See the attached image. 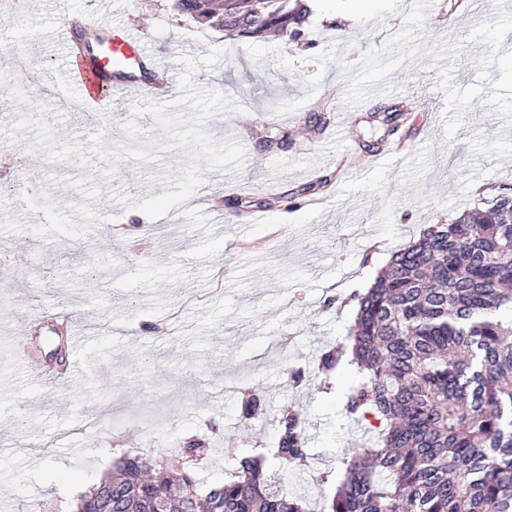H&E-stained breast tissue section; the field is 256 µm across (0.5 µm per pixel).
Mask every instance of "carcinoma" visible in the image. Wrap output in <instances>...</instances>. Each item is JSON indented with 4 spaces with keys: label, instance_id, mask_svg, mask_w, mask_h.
<instances>
[{
    "label": "carcinoma",
    "instance_id": "1",
    "mask_svg": "<svg viewBox=\"0 0 512 512\" xmlns=\"http://www.w3.org/2000/svg\"><path fill=\"white\" fill-rule=\"evenodd\" d=\"M196 23L240 38L273 31L297 37L311 0H173ZM448 224H432L394 252L366 291L355 293L345 349L318 370L357 375L348 417L374 420V435L340 469L319 473L333 487L319 512H512V193L483 201ZM242 415L261 400L244 389ZM258 454L226 448L235 461L207 485L196 466L206 439L182 444V473L163 460L124 453L76 496L71 512H308L282 488L283 470L311 466L299 416L272 422Z\"/></svg>",
    "mask_w": 512,
    "mask_h": 512
}]
</instances>
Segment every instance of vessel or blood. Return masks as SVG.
Wrapping results in <instances>:
<instances>
[{
  "instance_id": "b4317fda",
  "label": "vessel or blood",
  "mask_w": 512,
  "mask_h": 512,
  "mask_svg": "<svg viewBox=\"0 0 512 512\" xmlns=\"http://www.w3.org/2000/svg\"><path fill=\"white\" fill-rule=\"evenodd\" d=\"M60 14L61 22L49 32L64 59L60 77L78 87L76 107L86 112L94 125L111 130L108 107L113 93L132 102L161 99L171 93V82L154 77L152 54L125 20L85 14L82 25L89 41L83 44L73 36L68 7H61Z\"/></svg>"
}]
</instances>
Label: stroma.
Listing matches in <instances>:
<instances>
[{
  "label": "stroma",
  "mask_w": 512,
  "mask_h": 512,
  "mask_svg": "<svg viewBox=\"0 0 512 512\" xmlns=\"http://www.w3.org/2000/svg\"><path fill=\"white\" fill-rule=\"evenodd\" d=\"M494 2L318 0L294 40L238 39L170 0H133L125 19L174 95L113 96L108 132L56 103L76 91L38 38L54 0L0 12V71L17 48L45 77L0 88V155L17 175L0 217V512H68L113 457L175 462L212 423L197 476L223 482L225 448L253 450L286 409L313 457L287 473L289 494L313 508L331 494L315 472L362 440L342 406L352 379L296 388L288 369L343 343L347 297L393 252L512 187V60L497 53L512 18ZM390 106L392 135L373 120ZM271 193L291 206L234 204ZM229 378L261 398L262 418L242 423Z\"/></svg>",
  "instance_id": "obj_1"
}]
</instances>
